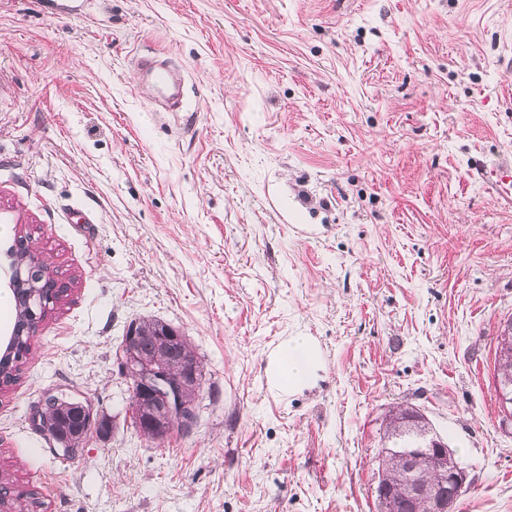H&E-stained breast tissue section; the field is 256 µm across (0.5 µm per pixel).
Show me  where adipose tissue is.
<instances>
[{
    "label": "adipose tissue",
    "mask_w": 512,
    "mask_h": 512,
    "mask_svg": "<svg viewBox=\"0 0 512 512\" xmlns=\"http://www.w3.org/2000/svg\"><path fill=\"white\" fill-rule=\"evenodd\" d=\"M324 368L318 344L309 336H291L268 356L266 375L272 391L289 395L310 387Z\"/></svg>",
    "instance_id": "1"
}]
</instances>
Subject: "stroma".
<instances>
[{
    "label": "stroma",
    "instance_id": "1",
    "mask_svg": "<svg viewBox=\"0 0 512 512\" xmlns=\"http://www.w3.org/2000/svg\"><path fill=\"white\" fill-rule=\"evenodd\" d=\"M512 0H0V293L14 230L69 281L0 390V495L28 512H375L397 406L512 512L494 391L512 318ZM185 76L146 104L133 61ZM182 331L190 433L128 412L127 326ZM325 371L283 396V337ZM110 417L72 457L31 416ZM324 364L318 344L310 336H289L268 356L266 375L270 389L289 395L310 387ZM70 409V414L76 423L79 424L86 419V422L98 425L100 437L110 434L112 428L110 419L106 415L100 414L91 404L81 401L71 405Z\"/></svg>",
    "mask_w": 512,
    "mask_h": 512
}]
</instances>
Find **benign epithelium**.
I'll return each instance as SVG.
<instances>
[{"mask_svg": "<svg viewBox=\"0 0 512 512\" xmlns=\"http://www.w3.org/2000/svg\"><path fill=\"white\" fill-rule=\"evenodd\" d=\"M15 248L6 251L10 259V284L15 286L14 293L18 308L24 311L28 326L36 328L42 321L49 304L56 301L68 290L67 282L53 277L42 266L41 260L32 251L24 256L14 254ZM36 274L44 277V285L31 290L20 288L24 276ZM160 340L170 346H180L186 342V336L178 329L167 324L157 327ZM137 340V324L128 326L125 333L127 352L120 354L122 373L130 380L132 386V408H140L141 401L148 399L152 404V413L143 420L153 435L159 436L177 427L182 431H190L195 422V408L190 403H182V392L186 389H197L201 383V373L194 363L185 364L176 377H170L168 366L161 362H150L135 354L134 344ZM496 397L500 412L505 421H512V383L496 382ZM71 416L78 426L68 429L59 421L49 420L46 406H41L35 414V422L43 434L58 449L68 455H74L82 447L84 435L79 423L86 420L99 427V434L106 437L111 432L110 419L99 413L89 403L79 402L71 405ZM400 422L410 426L417 424L422 427L420 447L402 449L403 458L415 462L421 458L427 461L430 474L445 488L441 495L428 493V483L418 475L417 468L409 470L408 495L412 499L425 500V512H452L458 498L467 490V474L455 461L454 452L448 443L432 428L426 417L418 413L401 416Z\"/></svg>", "mask_w": 512, "mask_h": 512, "instance_id": "obj_1", "label": "benign epithelium"}]
</instances>
